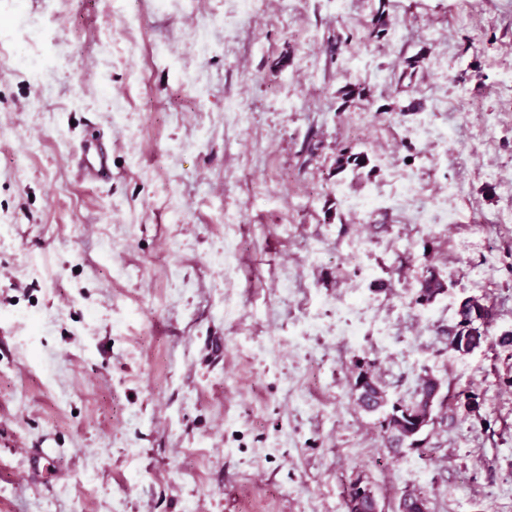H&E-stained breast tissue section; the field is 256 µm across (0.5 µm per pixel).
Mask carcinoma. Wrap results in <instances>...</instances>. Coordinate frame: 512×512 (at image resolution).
I'll list each match as a JSON object with an SVG mask.
<instances>
[{
  "instance_id": "obj_1",
  "label": "carcinoma",
  "mask_w": 512,
  "mask_h": 512,
  "mask_svg": "<svg viewBox=\"0 0 512 512\" xmlns=\"http://www.w3.org/2000/svg\"><path fill=\"white\" fill-rule=\"evenodd\" d=\"M365 163V157L360 154L340 153L336 156V169L339 171L350 166L355 169L362 168ZM444 291L441 278L429 269L416 289L414 302L417 305L430 304ZM495 317V309L485 301L475 297L463 299L458 306L455 323L448 326V346L460 354H468L480 348L486 341L488 329ZM374 383L370 364L357 365V371L351 381V391L357 396L358 405L370 413L383 411L384 421L398 425L395 432L390 435L392 447L398 450L420 449L422 435L433 423L430 410L440 399V380L421 377L410 400L392 404L388 398L376 396Z\"/></svg>"
}]
</instances>
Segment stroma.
I'll list each match as a JSON object with an SVG mask.
<instances>
[{
    "label": "stroma",
    "instance_id": "obj_1",
    "mask_svg": "<svg viewBox=\"0 0 512 512\" xmlns=\"http://www.w3.org/2000/svg\"><path fill=\"white\" fill-rule=\"evenodd\" d=\"M511 69L512 0H0V512H346L357 476L512 512ZM367 361L393 402L440 380L424 454ZM82 155L84 175L90 179L103 178L108 169L107 155L92 143L83 146ZM445 291L441 278L433 271L427 270V275L416 289L414 302L417 305L430 304ZM495 317L493 306L482 299H463L458 306L455 323L448 326V346L460 354H468L480 348L486 341L488 329ZM369 363L358 364L357 371L352 377L351 391L357 396L358 405L365 411L377 413L384 411V423H395V432L390 435L392 447L398 451L401 448L419 450L423 439L421 436L425 430L433 423V417L430 416L432 405L438 401L441 393V382L433 376V379L427 376L419 378V382L409 401L401 400L391 404L390 410H386L389 400L386 397H377L384 395L383 391L377 388V392L372 384H377L370 370ZM443 399L440 404L442 405Z\"/></svg>",
    "mask_w": 512,
    "mask_h": 512
}]
</instances>
